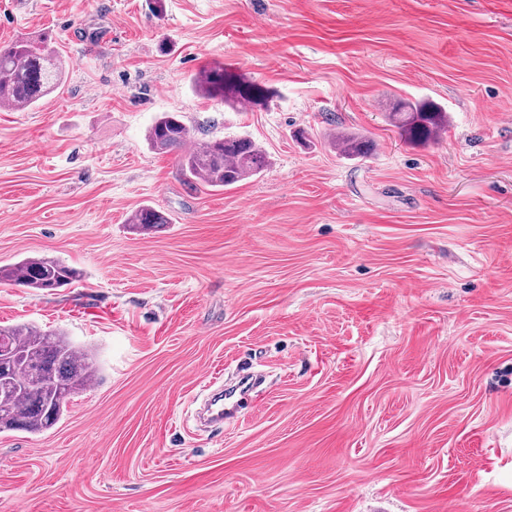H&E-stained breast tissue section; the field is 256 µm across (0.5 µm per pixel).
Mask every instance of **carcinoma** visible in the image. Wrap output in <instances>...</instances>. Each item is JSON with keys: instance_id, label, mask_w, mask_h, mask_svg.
Segmentation results:
<instances>
[{"instance_id": "carcinoma-1", "label": "carcinoma", "mask_w": 512, "mask_h": 512, "mask_svg": "<svg viewBox=\"0 0 512 512\" xmlns=\"http://www.w3.org/2000/svg\"><path fill=\"white\" fill-rule=\"evenodd\" d=\"M62 78V69L46 51L44 41L21 37L0 46V104L20 111L32 108L58 89ZM193 88L221 104H238L263 95L261 88L240 83L222 67L198 75ZM389 119L402 136L419 142L433 141L448 128V111L423 100L397 99ZM147 140L157 151L179 153L185 173L213 188H230L260 175L267 167L266 153L251 138L225 136L196 142L176 112L156 117L148 128ZM337 143L350 158L366 154L364 142L354 137L339 136ZM128 223L147 232L170 223V219L162 211L144 206L131 214ZM80 277L76 268L45 256L0 266V281L36 291L62 288ZM0 343L10 348L13 356L0 365V432L39 433L51 428L66 411L71 397L97 380L93 355L60 331L32 325L1 326Z\"/></svg>"}]
</instances>
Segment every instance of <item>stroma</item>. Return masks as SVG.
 I'll return each instance as SVG.
<instances>
[{"mask_svg": "<svg viewBox=\"0 0 512 512\" xmlns=\"http://www.w3.org/2000/svg\"><path fill=\"white\" fill-rule=\"evenodd\" d=\"M18 37L64 83L0 108V265L82 277L0 284V326L101 372L53 428L0 432V512H512V0H0ZM216 66L269 99L200 97ZM400 97L447 130L402 137ZM161 112L266 170L189 179L146 140ZM147 205L170 224L132 229ZM236 371L266 381L196 432ZM389 119L402 136L419 142L434 141L448 128V111L437 103L423 100L397 99ZM81 273L58 259L38 256L28 257L13 264L0 266V281L30 288L49 291L68 286L78 280ZM236 391L237 388L233 392L226 393L225 396L223 389L212 393L201 408L200 420L209 426H223L224 422L234 413V405L231 408H227L224 405V397L229 399L235 395Z\"/></svg>", "mask_w": 512, "mask_h": 512, "instance_id": "35a3bbf8", "label": "stroma"}]
</instances>
